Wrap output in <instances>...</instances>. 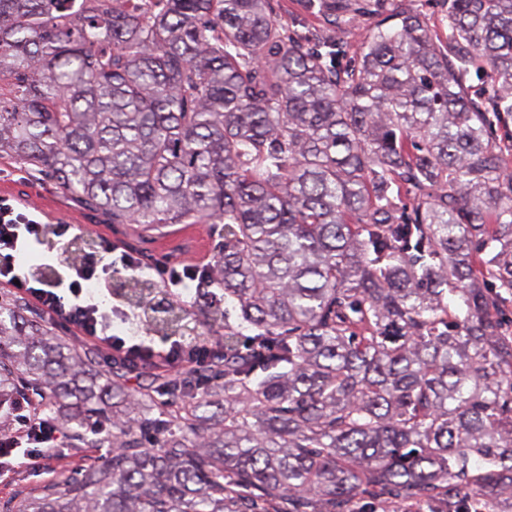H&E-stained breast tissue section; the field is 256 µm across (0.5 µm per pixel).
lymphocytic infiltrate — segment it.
I'll use <instances>...</instances> for the list:
<instances>
[{"label": "lymphocytic infiltrate", "instance_id": "f902f5d3", "mask_svg": "<svg viewBox=\"0 0 512 512\" xmlns=\"http://www.w3.org/2000/svg\"><path fill=\"white\" fill-rule=\"evenodd\" d=\"M43 224L38 216L0 196V283L12 294L31 301L42 321L69 334L75 343H93L104 364H111L119 337L109 334L96 304L84 299V285L98 277L95 264L59 274L54 280L29 277L15 265L20 245L37 239ZM16 430L0 439V475L18 471L44 458L46 449L60 447L64 433L52 418L27 399L13 407Z\"/></svg>", "mask_w": 512, "mask_h": 512}]
</instances>
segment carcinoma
Returning <instances> with one entry per match:
<instances>
[{"mask_svg": "<svg viewBox=\"0 0 512 512\" xmlns=\"http://www.w3.org/2000/svg\"><path fill=\"white\" fill-rule=\"evenodd\" d=\"M299 5L0 0V157L142 244L218 237L201 306L112 287L200 371L104 377L0 300V436L33 394L111 453L6 512L512 509V0Z\"/></svg>", "mask_w": 512, "mask_h": 512, "instance_id": "cac0c4a2", "label": "carcinoma"}]
</instances>
